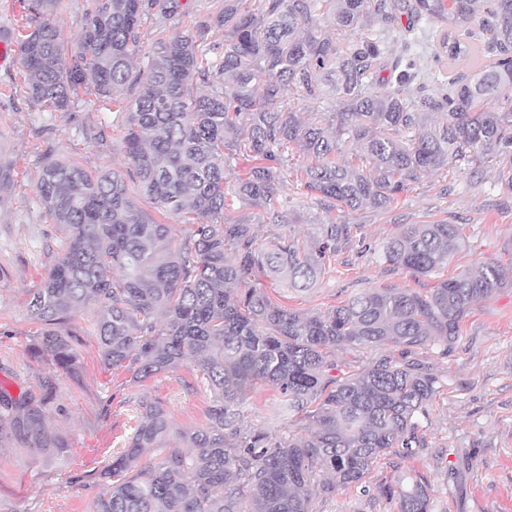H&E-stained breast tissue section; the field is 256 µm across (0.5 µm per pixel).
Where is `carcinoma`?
Here are the masks:
<instances>
[{
	"label": "carcinoma",
	"mask_w": 512,
	"mask_h": 512,
	"mask_svg": "<svg viewBox=\"0 0 512 512\" xmlns=\"http://www.w3.org/2000/svg\"><path fill=\"white\" fill-rule=\"evenodd\" d=\"M167 2L156 13L158 0H93L67 64L46 13L17 42L28 97L50 111L139 89L121 124L129 177L158 214L189 225L176 238L133 202L120 173L46 158L37 194L65 242L27 303L42 325L38 352L75 371L78 353L58 327L91 306L105 365L128 368L135 383L185 367L211 392L206 423L190 429L161 401L140 400L125 448L97 474L103 489L89 512H320L388 454L423 447L419 417L441 384L419 351L438 342L448 355L473 306L512 282V264H483L425 293L369 288L325 311L293 310L271 300L263 279L319 287L350 225L331 220L307 241L264 242L249 220L227 217L225 171L242 154L255 161L235 197L270 224L283 221L277 193L290 145L313 159L300 178L308 196L331 208L386 209L433 170L460 176L486 163L512 192V0H224L185 32L179 0ZM403 14L445 26L437 64L474 58L485 41L502 58L417 87L415 62L402 69L398 60L395 85L379 89L384 37H396ZM147 22L159 38L137 66ZM287 87L308 118L285 104ZM331 97L340 111L330 123L320 104ZM353 147L359 164L336 160ZM464 245L455 224H401L383 259L426 277ZM382 347L390 354L364 365L336 357ZM263 386L305 427L282 437L244 426L240 407ZM51 394L48 384L15 397L0 388V441L67 448L43 426ZM173 437L183 446L169 447ZM154 448L167 454L144 460ZM375 497L430 512L419 481L382 483Z\"/></svg>",
	"instance_id": "obj_1"
}]
</instances>
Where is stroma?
Segmentation results:
<instances>
[{
  "instance_id": "obj_1",
  "label": "stroma",
  "mask_w": 512,
  "mask_h": 512,
  "mask_svg": "<svg viewBox=\"0 0 512 512\" xmlns=\"http://www.w3.org/2000/svg\"><path fill=\"white\" fill-rule=\"evenodd\" d=\"M91 0H59L54 19L66 49H74L87 23ZM401 41L387 45L388 60L403 52L432 56L440 27L422 18H400ZM132 96L78 104L48 112L26 95L20 62L0 65V163L11 166L10 183L0 187V385L11 395L53 380L55 398L45 411L47 430L67 440L68 456L53 448L0 444V512H87L99 492L97 474L122 451L139 419L138 402L159 399L181 428L206 422L211 395L190 371L160 374L136 383L127 369L99 357L92 309L75 312L65 325L81 354L78 374L33 357L30 346L39 324L26 308L63 244L35 189V173L46 156L72 160L91 171L126 173L129 165L120 124ZM294 171L279 187L284 224L257 225L261 238L306 236L312 225L336 219L352 227L348 248L332 257L320 286L299 292L268 280L272 301L300 311H324L368 288L426 291L437 280L479 263H512V199L493 171L458 177L444 170L409 185L384 211L323 209L307 196L295 171L306 158L290 151ZM445 221L460 225L465 247L437 276L416 277L385 262L381 249L401 224ZM442 380V389L420 420L423 448L397 466L382 463L368 485L407 475L430 488L432 512H512V288L500 289L475 306L447 356L438 347L423 353ZM245 421L281 435L288 417L273 389L257 390L242 406Z\"/></svg>"
}]
</instances>
